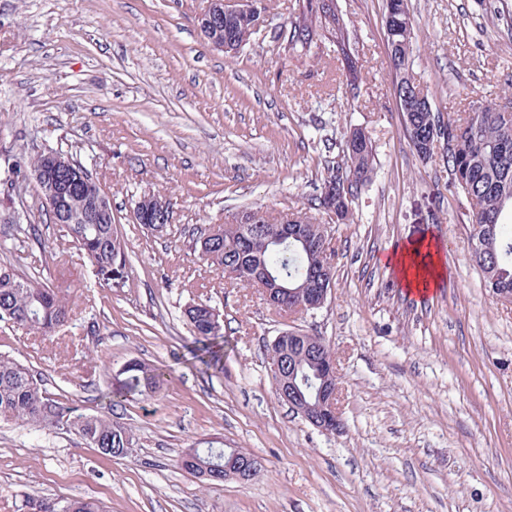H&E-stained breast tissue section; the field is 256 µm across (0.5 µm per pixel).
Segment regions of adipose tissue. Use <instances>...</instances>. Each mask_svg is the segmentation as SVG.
I'll list each match as a JSON object with an SVG mask.
<instances>
[{
	"label": "adipose tissue",
	"mask_w": 512,
	"mask_h": 512,
	"mask_svg": "<svg viewBox=\"0 0 512 512\" xmlns=\"http://www.w3.org/2000/svg\"><path fill=\"white\" fill-rule=\"evenodd\" d=\"M387 262L410 292L430 290L445 276L440 247L430 238L402 245L388 256Z\"/></svg>",
	"instance_id": "adipose-tissue-1"
}]
</instances>
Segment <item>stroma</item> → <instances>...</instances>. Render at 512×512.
Masks as SVG:
<instances>
[{
  "label": "stroma",
  "mask_w": 512,
  "mask_h": 512,
  "mask_svg": "<svg viewBox=\"0 0 512 512\" xmlns=\"http://www.w3.org/2000/svg\"><path fill=\"white\" fill-rule=\"evenodd\" d=\"M409 74L433 109L459 117L512 99V0H408ZM208 0H0V261L69 295L52 335L0 322V355L79 414L130 428L116 460L67 430L0 421V512L30 497L85 498L106 512H512V304L470 258L465 199L402 126L384 36L385 0H336L360 71L348 85L336 37L310 48L283 34L302 0H265L267 23L237 53L198 26ZM363 129L374 174L336 223L315 209L344 135ZM56 150L93 170L127 245L123 287H101L53 224L17 158ZM173 204L168 233L133 218L141 195ZM329 227L336 284L322 308L271 309L201 257L197 229L250 209ZM20 213L38 239L16 231ZM446 275L407 292L386 258L422 237ZM224 316V367L199 361L184 311ZM285 330L336 354L341 432L314 427L275 394L265 346ZM140 360L171 379L156 394L110 399ZM263 462L254 479L206 483L181 468L204 442Z\"/></svg>",
  "instance_id": "1"
}]
</instances>
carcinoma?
<instances>
[{"label":"carcinoma","instance_id":"cac0c4a2","mask_svg":"<svg viewBox=\"0 0 512 512\" xmlns=\"http://www.w3.org/2000/svg\"><path fill=\"white\" fill-rule=\"evenodd\" d=\"M335 30L337 47L345 50V35L337 9L321 0H306L302 10L290 21L288 42L303 49L311 46L317 35L315 20ZM224 27L247 43L254 32L245 19L227 21ZM384 29L387 46L405 43L406 60H411L415 31L408 0H386ZM498 103L487 100L461 121L446 119L442 113L431 110L402 113L403 127L410 143L423 159L439 156L450 172H459L460 179L448 182V190L462 195L469 203V252L483 274L485 286L499 298L512 302V199L504 194L512 192V122L497 112ZM54 157L67 155L58 151L41 152L25 162L15 164L19 173H32ZM374 171V152L370 137L364 130H356L354 150L343 149V158L327 167L323 182L333 181L347 204H352L362 186L368 183ZM100 192V184L90 181L84 191L66 199V216L49 212L56 224L66 228L71 238L85 253L96 276L110 288L124 286L129 263L124 244L115 235L112 221L93 223V198ZM208 229L200 231L198 242L202 255L215 269L235 270L239 263L248 262L245 235L240 228L225 224L209 238ZM334 250L311 248L307 235L281 249L264 255L262 262L279 272L291 288L317 283L315 275L335 277L332 264ZM208 304H200L185 311L198 343L202 344L204 363L216 365L223 358L220 339L224 330H215L209 322ZM67 295L44 284L37 277L20 273L10 263H0V321L12 322L34 333L47 336L68 317ZM128 377L124 389L136 393L141 388L156 389L161 374L153 367L138 361L126 367ZM68 423H62V419ZM0 419L18 425H32L47 430L66 429L78 435L95 448H110L111 458L126 457L124 449L134 444L131 429L112 419V416L73 414L70 407L51 398L29 370L13 359L0 357ZM195 454L207 465H224V449L196 448ZM63 512H104L93 500L66 498Z\"/></svg>","mask_w":512,"mask_h":512}]
</instances>
